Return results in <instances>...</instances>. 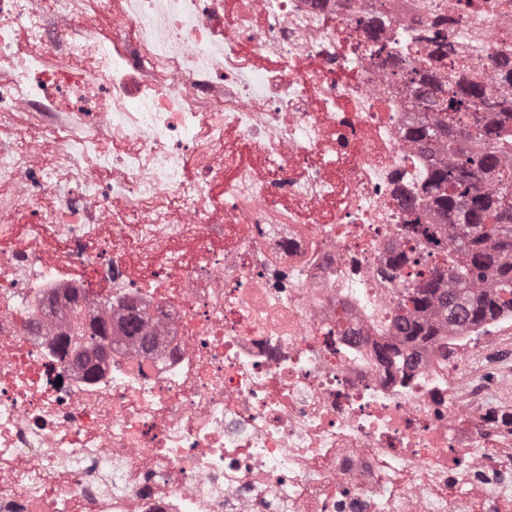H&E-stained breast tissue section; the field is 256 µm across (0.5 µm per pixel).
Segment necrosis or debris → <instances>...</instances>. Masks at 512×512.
I'll return each mask as SVG.
<instances>
[{
    "mask_svg": "<svg viewBox=\"0 0 512 512\" xmlns=\"http://www.w3.org/2000/svg\"><path fill=\"white\" fill-rule=\"evenodd\" d=\"M0 0V512H512V367L397 344L423 20L512 86V0ZM386 45L384 58L371 56ZM153 352L76 369L71 299Z\"/></svg>",
    "mask_w": 512,
    "mask_h": 512,
    "instance_id": "1",
    "label": "necrosis or debris"
}]
</instances>
